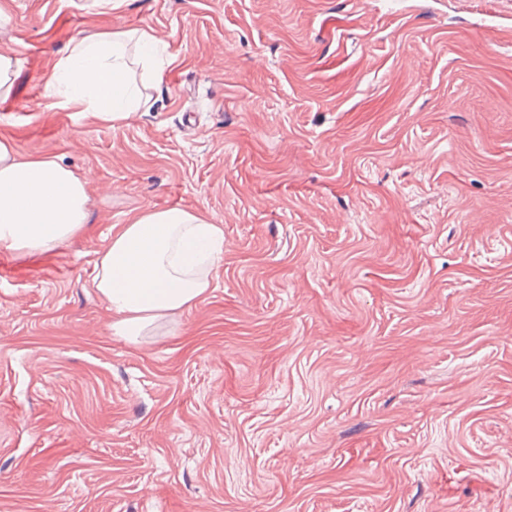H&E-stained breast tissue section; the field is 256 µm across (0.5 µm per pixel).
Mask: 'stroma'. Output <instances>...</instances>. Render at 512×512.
<instances>
[{"label":"stroma","mask_w":512,"mask_h":512,"mask_svg":"<svg viewBox=\"0 0 512 512\" xmlns=\"http://www.w3.org/2000/svg\"><path fill=\"white\" fill-rule=\"evenodd\" d=\"M0 136L89 222L0 250V512H512V0H14ZM152 31L111 128L73 38ZM224 227L140 344L95 264L134 211ZM16 77L15 56L11 52L0 51V98L11 96Z\"/></svg>","instance_id":"obj_1"}]
</instances>
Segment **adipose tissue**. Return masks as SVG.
Instances as JSON below:
<instances>
[{"mask_svg": "<svg viewBox=\"0 0 512 512\" xmlns=\"http://www.w3.org/2000/svg\"><path fill=\"white\" fill-rule=\"evenodd\" d=\"M162 44L157 34L136 30L73 39L46 82L50 106L110 127L128 123L140 108L132 68L150 67ZM87 202L85 178L0 138L1 248L50 251L87 224ZM223 254V225L185 209H143L113 234L92 286L115 316L114 332L137 344L209 291Z\"/></svg>", "mask_w": 512, "mask_h": 512, "instance_id": "ef3b65f1", "label": "adipose tissue"}]
</instances>
